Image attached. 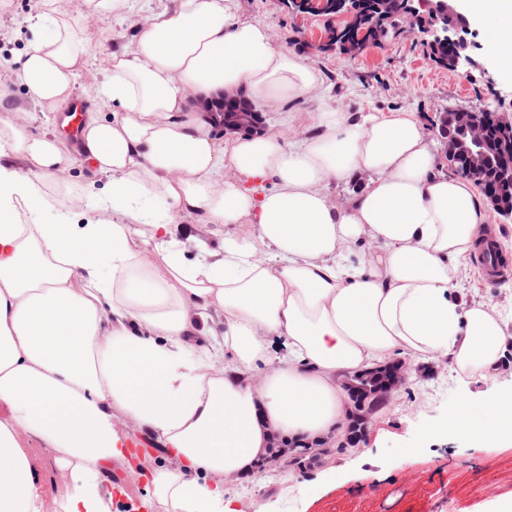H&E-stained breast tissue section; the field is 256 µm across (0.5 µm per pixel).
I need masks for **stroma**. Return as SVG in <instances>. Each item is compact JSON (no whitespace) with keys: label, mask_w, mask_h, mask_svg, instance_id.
I'll use <instances>...</instances> for the list:
<instances>
[{"label":"stroma","mask_w":512,"mask_h":512,"mask_svg":"<svg viewBox=\"0 0 512 512\" xmlns=\"http://www.w3.org/2000/svg\"><path fill=\"white\" fill-rule=\"evenodd\" d=\"M178 0H142L141 8L108 11L105 17L88 12L84 0H66L63 9L86 45L90 60L77 79L75 91L95 96L112 53L131 44L144 16L174 9ZM244 18L267 25L276 48L305 57L321 72V80L301 100L281 109L259 108L260 130L291 141L310 135L320 112L329 107L355 114L407 110L416 114L429 136L448 106L491 105L497 97L512 95V76L503 74L486 49L484 26L469 24L468 39L476 42L478 69L458 76L439 68L417 38L399 34L381 46L355 57H344L318 47L330 21L327 16L288 13L281 0H239ZM45 10V0H0V85L10 95L0 99V126L25 124L32 135L58 132V115L42 112L17 76L19 61L36 39L32 18ZM109 178L86 166L75 165L49 182L53 196L68 193L61 209L47 212L44 222L82 224L89 219H111L108 210L91 209L90 195L106 196ZM175 231L187 256L196 241L220 248L231 228L202 222L196 215L176 214ZM459 286L464 300L495 307L512 335V257L500 266L494 284H486L479 265L464 267ZM512 387V339L498 371L479 379L460 373L445 358L414 364L407 390L397 393L369 419L363 439L345 446L344 433L333 438V451L322 463L299 469L277 463L264 467L262 486L232 480L240 512H493L494 505L512 498V442L494 446L479 439L441 436L423 439V428L440 424L460 401L479 403L484 392ZM156 447H149L135 466L113 462L112 480L129 491L133 500L146 495L144 472L165 464Z\"/></svg>","instance_id":"obj_1"}]
</instances>
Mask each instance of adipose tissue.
Listing matches in <instances>:
<instances>
[{"label": "adipose tissue", "instance_id": "1", "mask_svg": "<svg viewBox=\"0 0 512 512\" xmlns=\"http://www.w3.org/2000/svg\"><path fill=\"white\" fill-rule=\"evenodd\" d=\"M465 10L487 23V49L512 75V0ZM32 26L18 77L55 112L88 50L58 8ZM319 80L265 24L239 17L238 0H180L151 15L112 53L97 94L119 115L91 110L81 126L85 160L112 177L108 222L42 223L43 187L75 156L60 138L0 129L32 163L0 166V512H44L33 440L64 477L60 512H112L106 467L133 457L121 413L176 460L145 473L147 512H238L226 479L260 482L276 442L322 444L343 426L339 373L436 355L464 373L496 372L508 341L499 313L454 292L460 265L487 242L482 192L438 170L414 113L334 109L295 142L220 144L215 114L199 107L240 90L275 108ZM363 175L345 206L331 202V182ZM177 212L239 232L218 253L197 242L190 259ZM362 241L373 250L351 262ZM204 330L212 344H191ZM480 405L458 404L423 438L512 436V389Z\"/></svg>", "mask_w": 512, "mask_h": 512}]
</instances>
